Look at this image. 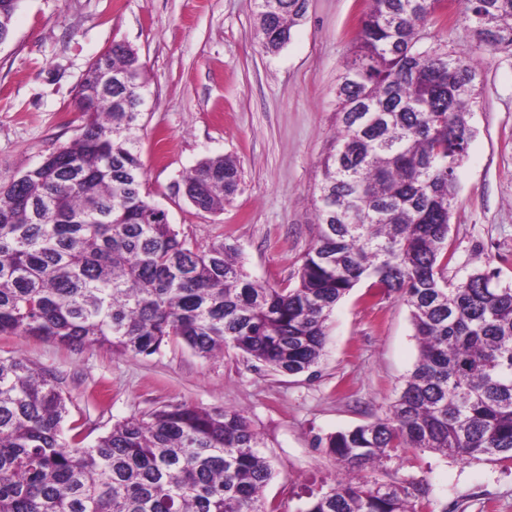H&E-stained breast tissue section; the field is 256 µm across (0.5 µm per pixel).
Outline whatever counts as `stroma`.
Here are the masks:
<instances>
[{
    "label": "stroma",
    "instance_id": "stroma-1",
    "mask_svg": "<svg viewBox=\"0 0 512 512\" xmlns=\"http://www.w3.org/2000/svg\"><path fill=\"white\" fill-rule=\"evenodd\" d=\"M365 0H308L279 52L260 41L252 0H21L0 44V180L20 175L79 133L72 98L89 63L114 42L146 65L140 159L153 200L199 247L224 238L256 280L293 286L318 234L321 162L336 131V84ZM427 40L476 52L481 72L475 134L458 169L446 276L487 265L512 283V51L477 49L464 0ZM230 156L241 185L223 212L191 205L182 179L206 157ZM359 283L326 322L313 373L282 375L228 350L203 359L168 345L150 356L0 335V355L52 370L69 399L65 427L94 444L116 422L167 404L233 406L266 444L275 475L267 500L298 512L341 466L320 438L374 421L395 400L418 355L398 295L367 298ZM411 473L428 483L434 512H512V461L407 451L362 479Z\"/></svg>",
    "mask_w": 512,
    "mask_h": 512
}]
</instances>
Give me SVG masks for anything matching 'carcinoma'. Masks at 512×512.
I'll list each match as a JSON object with an SVG mask.
<instances>
[{
	"label": "carcinoma",
	"instance_id": "cac0c4a2",
	"mask_svg": "<svg viewBox=\"0 0 512 512\" xmlns=\"http://www.w3.org/2000/svg\"><path fill=\"white\" fill-rule=\"evenodd\" d=\"M21 0H0V38ZM263 47L280 50L306 0H253ZM478 47L512 50V0H467ZM441 0H368L339 75L336 136L322 161L317 238L292 288L259 282L222 239L182 236L145 188L139 155L145 66L115 42L75 93L82 132L0 183V335L150 356L177 342L210 359L233 347L269 370L315 367L325 323L362 281L398 293L418 357L385 416L320 444L351 473L398 451L512 460V285L483 267L445 276L457 170L474 129L472 55L423 44ZM129 79L110 89L103 74ZM237 160H201L187 199L221 212ZM68 399L54 374L0 357V512H281L244 412L170 404L87 446L62 438ZM429 487L340 478L298 512H429Z\"/></svg>",
	"mask_w": 512,
	"mask_h": 512
}]
</instances>
